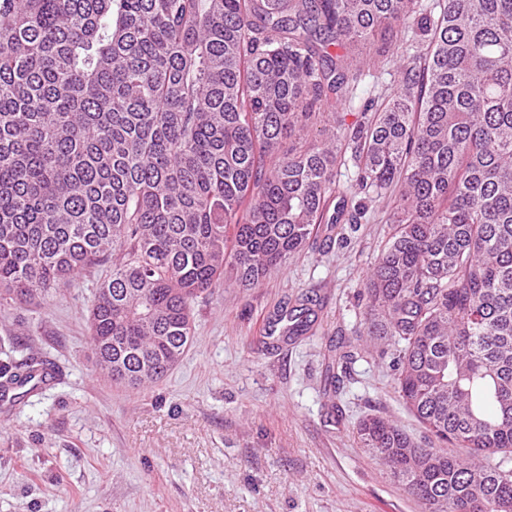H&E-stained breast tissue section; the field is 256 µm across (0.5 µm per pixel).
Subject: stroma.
<instances>
[{
    "instance_id": "obj_1",
    "label": "stroma",
    "mask_w": 512,
    "mask_h": 512,
    "mask_svg": "<svg viewBox=\"0 0 512 512\" xmlns=\"http://www.w3.org/2000/svg\"><path fill=\"white\" fill-rule=\"evenodd\" d=\"M389 233L371 202L361 223L321 225L256 287L214 288L193 306L179 364L140 391L113 385L89 342L110 264L40 304L0 308V364L59 372L53 388L0 401V512H423L353 429L376 414L426 441L391 355L344 364L330 350L363 332L364 283ZM306 293L311 330L266 343L265 321Z\"/></svg>"
}]
</instances>
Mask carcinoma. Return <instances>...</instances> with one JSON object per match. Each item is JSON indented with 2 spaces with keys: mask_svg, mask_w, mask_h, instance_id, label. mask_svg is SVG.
<instances>
[{
  "mask_svg": "<svg viewBox=\"0 0 512 512\" xmlns=\"http://www.w3.org/2000/svg\"><path fill=\"white\" fill-rule=\"evenodd\" d=\"M390 64L399 91L343 123ZM318 122L325 141L283 150ZM348 147L391 224L365 341L393 348L432 438L367 415L359 441L424 512H512L491 463L512 457V0H0V306L111 258L90 345L112 383L147 386L192 343L196 299L358 222ZM313 302L280 310L288 338ZM35 372L0 367L11 387ZM387 70V68L381 72L375 73V78L367 77L365 81L360 82L357 90L354 93L353 99L349 105L342 111L345 118L346 124L355 123L361 119V112H363L365 105L367 104L369 97L373 91V85L379 84L388 87V92L394 91L398 87L397 76H394V72ZM378 77V78H377Z\"/></svg>",
  "mask_w": 512,
  "mask_h": 512,
  "instance_id": "carcinoma-1",
  "label": "carcinoma"
}]
</instances>
